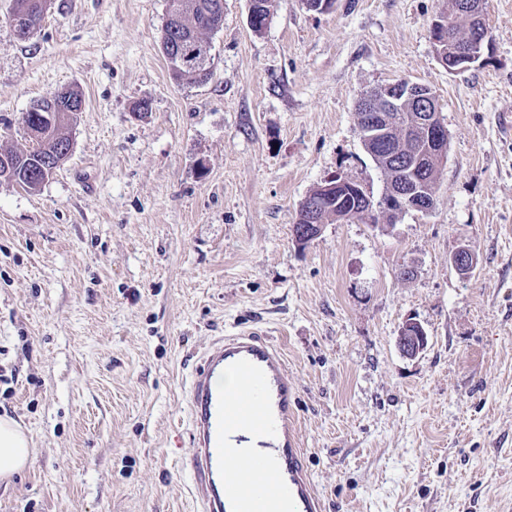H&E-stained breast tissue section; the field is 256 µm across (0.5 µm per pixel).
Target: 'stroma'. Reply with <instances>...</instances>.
I'll list each match as a JSON object with an SVG mask.
<instances>
[{
    "label": "stroma",
    "mask_w": 512,
    "mask_h": 512,
    "mask_svg": "<svg viewBox=\"0 0 512 512\" xmlns=\"http://www.w3.org/2000/svg\"><path fill=\"white\" fill-rule=\"evenodd\" d=\"M10 4L0 150L28 148L41 96L70 86L84 108L38 191L0 180V415L33 445L0 512H199L185 384L244 327L297 383L326 512H512V0H485L486 61L459 73L431 37L447 0H271L259 32L224 0L202 85L170 76L168 0H50L27 41ZM397 80L429 86L448 130L434 208L298 246L325 179L381 198L356 103ZM409 318L429 339L414 358ZM427 345L424 328L415 320L407 319L399 330L398 347L407 357L421 354Z\"/></svg>",
    "instance_id": "obj_1"
}]
</instances>
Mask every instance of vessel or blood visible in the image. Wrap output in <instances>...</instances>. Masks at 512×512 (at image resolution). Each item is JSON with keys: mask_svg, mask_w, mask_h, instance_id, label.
Here are the masks:
<instances>
[{"mask_svg": "<svg viewBox=\"0 0 512 512\" xmlns=\"http://www.w3.org/2000/svg\"><path fill=\"white\" fill-rule=\"evenodd\" d=\"M226 373L233 384L216 386ZM186 395L201 512H324L299 442L298 388L273 343L255 331L219 337L197 358Z\"/></svg>", "mask_w": 512, "mask_h": 512, "instance_id": "obj_1", "label": "vessel or blood"}]
</instances>
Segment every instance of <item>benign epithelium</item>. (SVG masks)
<instances>
[{"label": "benign epithelium", "mask_w": 512, "mask_h": 512, "mask_svg": "<svg viewBox=\"0 0 512 512\" xmlns=\"http://www.w3.org/2000/svg\"><path fill=\"white\" fill-rule=\"evenodd\" d=\"M457 15L466 24L465 41L469 48L456 54L448 53L443 65L450 72H461L479 66L485 60L484 54L489 50L490 40L487 29L482 27L483 0H463ZM448 16L440 15L432 23V40L437 53H442L441 45L446 43L442 38L448 29ZM194 49L189 54L182 51L174 52L173 67L191 69L203 76L211 70L209 46L205 42H193ZM415 104L420 112L413 115L410 121L398 125L395 112L407 105ZM436 102L432 93L425 86L400 80L376 88L364 94L357 102L356 110L361 112L358 127L363 143L378 165H393L397 168L395 176L399 180L385 183L381 200L376 202L366 197V209L363 214L353 210H344L334 214L339 223L357 220L362 216L368 223L379 218L394 220L409 211L428 213L434 207L435 189L432 188L426 169L418 167L413 153L404 147L393 148L394 135L402 134L400 143L415 137L425 141L432 147V153L441 161L447 160L448 131L440 115L435 110ZM61 164L59 154L48 152L39 157L38 166L44 177H50ZM353 181L342 175H335L317 187V194L309 195L302 203L299 213V224L295 225L293 238L303 243L316 239L323 230L325 212L331 210L329 202ZM427 345L424 328L415 320H406L399 330L398 347L407 357L421 354Z\"/></svg>", "instance_id": "7a95c632"}]
</instances>
